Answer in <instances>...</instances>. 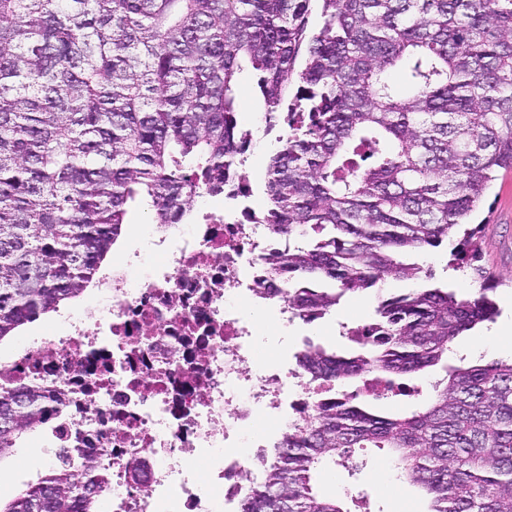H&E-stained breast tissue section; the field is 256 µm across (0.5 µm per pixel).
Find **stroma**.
Returning a JSON list of instances; mask_svg holds the SVG:
<instances>
[{"label": "stroma", "instance_id": "obj_1", "mask_svg": "<svg viewBox=\"0 0 512 512\" xmlns=\"http://www.w3.org/2000/svg\"><path fill=\"white\" fill-rule=\"evenodd\" d=\"M240 107L238 120L242 127L252 129L254 138L247 151L245 163L248 183L253 190L252 199L265 204L264 182L270 155L276 150L273 137L264 135L265 127L263 99L253 78H244L239 86ZM482 225V244L478 266L492 277L494 290L491 297L496 301L501 316L512 315V171L496 180L483 206L474 217ZM154 226L142 203L132 204L128 209L127 224L123 236L113 247L108 264L132 250L140 251L141 265L135 274L137 281H144L156 261L149 249ZM452 246L442 243L427 249L418 261L431 269L436 281L448 284L460 297L473 298L478 294L481 282L474 275L472 266H457L451 255ZM377 305L375 291L347 294L324 318L311 323L295 321L288 340L272 344L271 356L292 355L304 340H312L339 351H347L351 342L342 331L369 323ZM443 376L440 367L427 369L419 376L403 377L404 393L379 400L380 413L409 412L432 392V385ZM354 460H366L367 466L356 475H349L343 468H336L331 480L325 481V493L347 495L353 498L366 497L367 504L354 508L353 512H421L422 506L407 486L396 479V468L386 451L375 448L355 450ZM55 459L46 446L43 434L23 437L13 452L0 459V501L8 502L27 483L37 481L52 468Z\"/></svg>", "mask_w": 512, "mask_h": 512}]
</instances>
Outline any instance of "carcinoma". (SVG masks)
Returning a JSON list of instances; mask_svg holds the SVG:
<instances>
[{
  "label": "carcinoma",
  "instance_id": "carcinoma-1",
  "mask_svg": "<svg viewBox=\"0 0 512 512\" xmlns=\"http://www.w3.org/2000/svg\"><path fill=\"white\" fill-rule=\"evenodd\" d=\"M268 125L267 261L311 323L375 288L371 323L338 352L305 342L314 382L413 375L498 314L414 279L410 258L452 240L512 170V0H0V341L99 279L128 208L182 224L249 140L238 77ZM460 244L475 259L478 228ZM427 405L383 416L357 395L317 403L262 457L240 512H349L321 494L353 448H388L427 512H512V360L445 366ZM40 383L0 387V457L62 413ZM77 460L78 478L70 469ZM109 474L81 448L0 512H100Z\"/></svg>",
  "mask_w": 512,
  "mask_h": 512
}]
</instances>
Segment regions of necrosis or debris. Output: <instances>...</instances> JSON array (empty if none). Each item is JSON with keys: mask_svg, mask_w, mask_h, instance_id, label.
Listing matches in <instances>:
<instances>
[{"mask_svg": "<svg viewBox=\"0 0 512 512\" xmlns=\"http://www.w3.org/2000/svg\"><path fill=\"white\" fill-rule=\"evenodd\" d=\"M242 171L226 176L222 210H197L190 229L162 224L150 247L158 261L133 284L140 252L103 273L97 316L69 314L60 332L22 343L0 360V386L76 383L64 414L49 423L53 448L81 446L111 466L106 512H238L251 494L256 448L282 437L301 410L332 397L288 360L254 369V322L240 302L270 307L293 323L283 295L258 293L267 253L288 240L252 207ZM266 429H257L260 417ZM143 457L132 482L124 462Z\"/></svg>", "mask_w": 512, "mask_h": 512, "instance_id": "1", "label": "necrosis or debris"}]
</instances>
